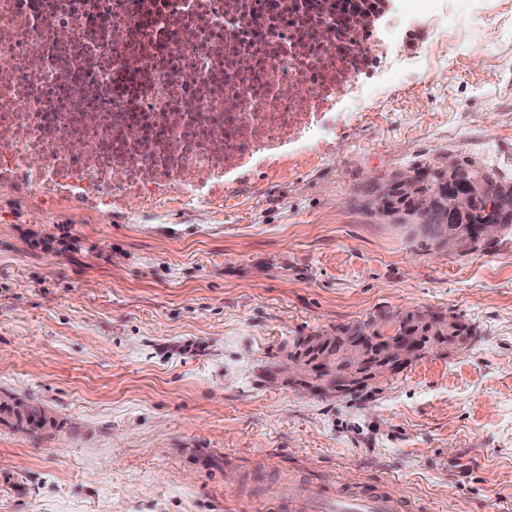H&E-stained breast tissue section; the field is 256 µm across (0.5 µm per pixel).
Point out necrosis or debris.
Listing matches in <instances>:
<instances>
[{
	"instance_id": "1",
	"label": "necrosis or debris",
	"mask_w": 512,
	"mask_h": 512,
	"mask_svg": "<svg viewBox=\"0 0 512 512\" xmlns=\"http://www.w3.org/2000/svg\"><path fill=\"white\" fill-rule=\"evenodd\" d=\"M381 0H0V184L108 217L221 210L383 69Z\"/></svg>"
}]
</instances>
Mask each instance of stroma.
<instances>
[{"mask_svg": "<svg viewBox=\"0 0 512 512\" xmlns=\"http://www.w3.org/2000/svg\"><path fill=\"white\" fill-rule=\"evenodd\" d=\"M499 6L400 0L366 120L337 122L313 166L242 180L238 207L88 219L0 186V512H265L291 477L512 512V235L427 249L361 205L450 154L512 180V38L478 24ZM460 13L453 65L426 59ZM409 311L471 336L344 396L267 376L296 338Z\"/></svg>", "mask_w": 512, "mask_h": 512, "instance_id": "1", "label": "stroma"}]
</instances>
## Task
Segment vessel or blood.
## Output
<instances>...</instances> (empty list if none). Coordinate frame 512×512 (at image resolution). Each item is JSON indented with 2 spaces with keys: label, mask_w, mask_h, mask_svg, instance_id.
I'll return each mask as SVG.
<instances>
[{
  "label": "vessel or blood",
  "mask_w": 512,
  "mask_h": 512,
  "mask_svg": "<svg viewBox=\"0 0 512 512\" xmlns=\"http://www.w3.org/2000/svg\"><path fill=\"white\" fill-rule=\"evenodd\" d=\"M278 508L280 512H411L412 505L371 487L354 490L340 487L314 499L292 486L282 495Z\"/></svg>",
  "instance_id": "1"
}]
</instances>
